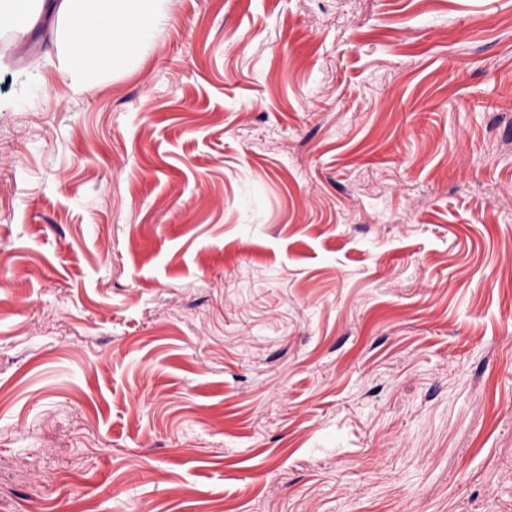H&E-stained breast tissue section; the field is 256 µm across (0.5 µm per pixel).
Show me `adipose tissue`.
Segmentation results:
<instances>
[{
	"label": "adipose tissue",
	"mask_w": 512,
	"mask_h": 512,
	"mask_svg": "<svg viewBox=\"0 0 512 512\" xmlns=\"http://www.w3.org/2000/svg\"><path fill=\"white\" fill-rule=\"evenodd\" d=\"M54 16L53 45L74 85L87 86L91 58L126 52L158 12V0H0V29L27 30L33 9Z\"/></svg>",
	"instance_id": "adipose-tissue-1"
}]
</instances>
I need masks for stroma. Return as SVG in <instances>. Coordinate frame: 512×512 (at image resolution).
<instances>
[{"mask_svg": "<svg viewBox=\"0 0 512 512\" xmlns=\"http://www.w3.org/2000/svg\"><path fill=\"white\" fill-rule=\"evenodd\" d=\"M162 5L0 31V512H512V0ZM33 2L53 15L57 29L53 45L63 52V67L73 85L93 79L90 59L118 56L143 35L158 12V0H2L0 29L25 31Z\"/></svg>", "mask_w": 512, "mask_h": 512, "instance_id": "obj_1", "label": "stroma"}]
</instances>
